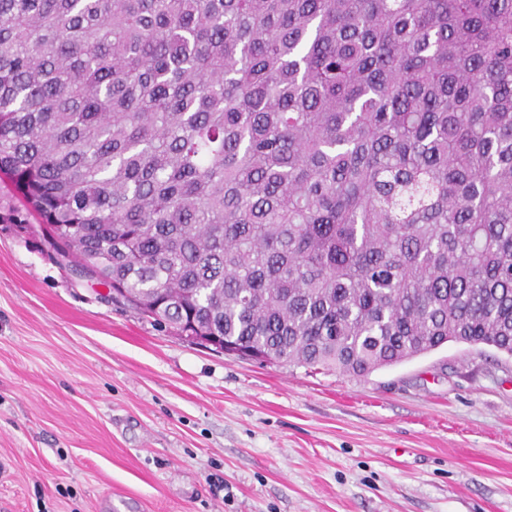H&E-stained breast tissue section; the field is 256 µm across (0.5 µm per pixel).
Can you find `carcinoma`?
Here are the masks:
<instances>
[{
	"instance_id": "1",
	"label": "carcinoma",
	"mask_w": 512,
	"mask_h": 512,
	"mask_svg": "<svg viewBox=\"0 0 512 512\" xmlns=\"http://www.w3.org/2000/svg\"><path fill=\"white\" fill-rule=\"evenodd\" d=\"M0 175L278 362L512 355V0H0Z\"/></svg>"
}]
</instances>
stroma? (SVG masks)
<instances>
[{"label": "stroma", "instance_id": "stroma-1", "mask_svg": "<svg viewBox=\"0 0 512 512\" xmlns=\"http://www.w3.org/2000/svg\"><path fill=\"white\" fill-rule=\"evenodd\" d=\"M0 512H512V356L354 377L189 342L0 179Z\"/></svg>", "mask_w": 512, "mask_h": 512}]
</instances>
